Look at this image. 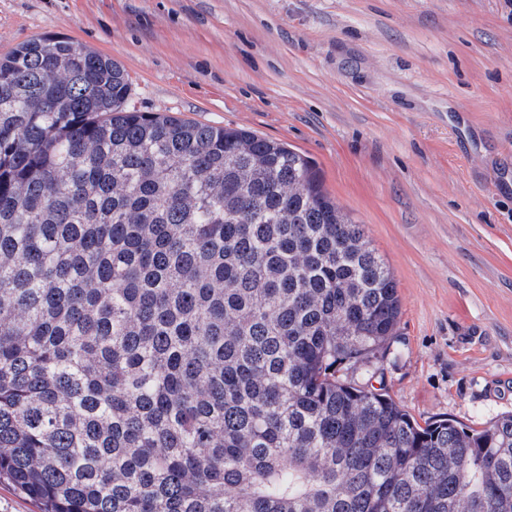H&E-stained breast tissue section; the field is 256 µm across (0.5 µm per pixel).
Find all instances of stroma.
<instances>
[{
  "label": "stroma",
  "instance_id": "stroma-1",
  "mask_svg": "<svg viewBox=\"0 0 512 512\" xmlns=\"http://www.w3.org/2000/svg\"><path fill=\"white\" fill-rule=\"evenodd\" d=\"M108 55L129 105L313 159L398 283L382 378L417 420L512 412V0H0V56Z\"/></svg>",
  "mask_w": 512,
  "mask_h": 512
}]
</instances>
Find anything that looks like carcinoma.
I'll return each mask as SVG.
<instances>
[{
  "label": "carcinoma",
  "mask_w": 512,
  "mask_h": 512,
  "mask_svg": "<svg viewBox=\"0 0 512 512\" xmlns=\"http://www.w3.org/2000/svg\"><path fill=\"white\" fill-rule=\"evenodd\" d=\"M111 58L0 60V483L40 512H512V413L336 377L395 278L304 154L126 107Z\"/></svg>",
  "instance_id": "cac0c4a2"
}]
</instances>
